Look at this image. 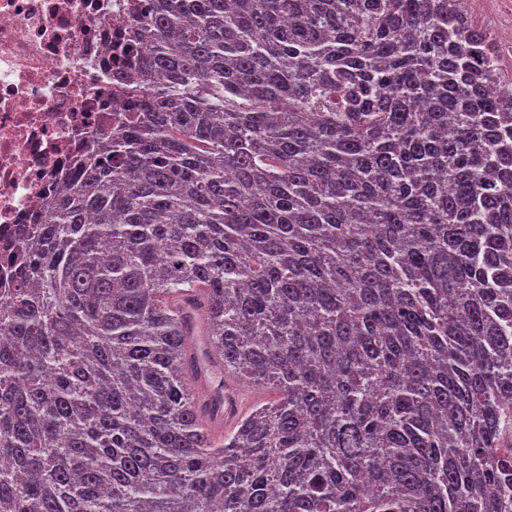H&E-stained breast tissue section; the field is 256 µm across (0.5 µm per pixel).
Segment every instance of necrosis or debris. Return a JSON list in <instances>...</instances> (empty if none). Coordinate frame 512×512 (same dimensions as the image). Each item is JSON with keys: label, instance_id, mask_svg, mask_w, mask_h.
I'll return each instance as SVG.
<instances>
[{"label": "necrosis or debris", "instance_id": "4bbe7bcc", "mask_svg": "<svg viewBox=\"0 0 512 512\" xmlns=\"http://www.w3.org/2000/svg\"><path fill=\"white\" fill-rule=\"evenodd\" d=\"M129 0H0V247L121 110Z\"/></svg>", "mask_w": 512, "mask_h": 512}]
</instances>
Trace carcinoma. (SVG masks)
I'll use <instances>...</instances> for the list:
<instances>
[{"label":"carcinoma","mask_w":512,"mask_h":512,"mask_svg":"<svg viewBox=\"0 0 512 512\" xmlns=\"http://www.w3.org/2000/svg\"><path fill=\"white\" fill-rule=\"evenodd\" d=\"M123 112L0 253V512H512V91L461 0H132ZM277 399L212 443L167 298Z\"/></svg>","instance_id":"obj_1"}]
</instances>
